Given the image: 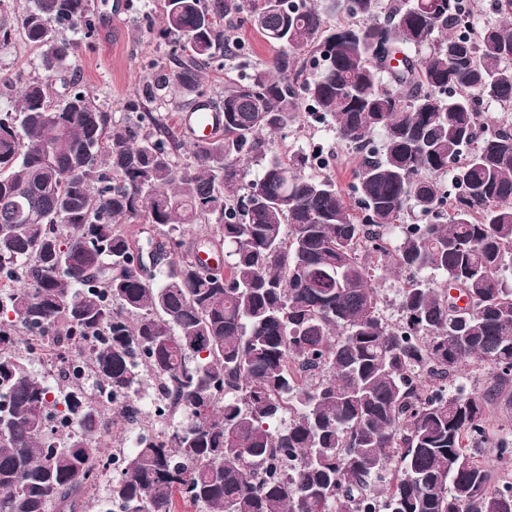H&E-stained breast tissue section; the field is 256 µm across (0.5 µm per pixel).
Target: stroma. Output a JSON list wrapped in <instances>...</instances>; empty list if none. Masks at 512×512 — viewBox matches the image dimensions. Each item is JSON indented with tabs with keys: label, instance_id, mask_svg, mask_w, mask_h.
Returning <instances> with one entry per match:
<instances>
[{
	"label": "stroma",
	"instance_id": "stroma-1",
	"mask_svg": "<svg viewBox=\"0 0 512 512\" xmlns=\"http://www.w3.org/2000/svg\"><path fill=\"white\" fill-rule=\"evenodd\" d=\"M93 31L72 32L79 45V67L75 78L90 93L101 111L110 113L113 123L126 122L131 100L144 97L146 84L153 81L156 65L171 66L168 46L158 38L163 14L162 0H89ZM39 51L27 40L14 37L0 50V92L16 90L42 77ZM320 147L328 154V172L343 193H350L353 172L359 158L341 143L332 125L305 122L301 128L267 136L266 156L299 155Z\"/></svg>",
	"mask_w": 512,
	"mask_h": 512
}]
</instances>
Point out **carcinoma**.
I'll use <instances>...</instances> for the list:
<instances>
[{"instance_id":"cac0c4a2","label":"carcinoma","mask_w":512,"mask_h":512,"mask_svg":"<svg viewBox=\"0 0 512 512\" xmlns=\"http://www.w3.org/2000/svg\"><path fill=\"white\" fill-rule=\"evenodd\" d=\"M493 10L164 0L176 65L149 103L205 96L203 70L242 49L226 22L277 49L225 84L219 131L184 167V141L139 101L116 125L79 83L57 102L36 80L0 109V512H77L112 462L122 512L179 498L198 512H512V480L488 464L512 463V437L487 425L512 383V0ZM87 13L28 0L21 28L46 75L76 69L66 32L91 31ZM485 103L501 107L492 121ZM307 118L359 156L354 203L308 156L265 158L263 134ZM45 140L48 157L33 150ZM137 219L168 228L153 274L126 230ZM202 223L211 235L185 241ZM226 245L228 262L197 258ZM375 256L415 274L394 322ZM467 362L489 384L448 391ZM157 387L173 398L146 419L157 433L107 453L114 418L130 419L119 399ZM52 410L77 431L49 428Z\"/></svg>"}]
</instances>
